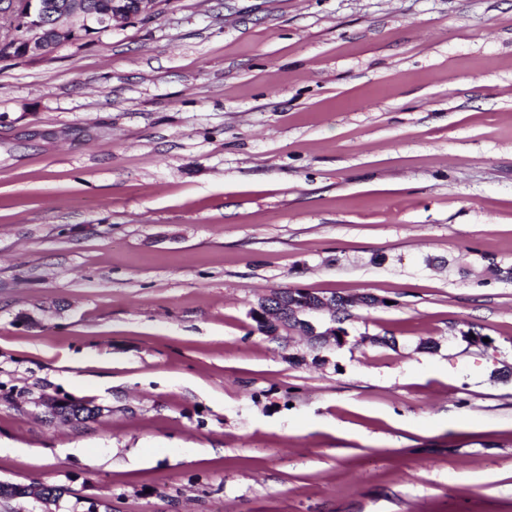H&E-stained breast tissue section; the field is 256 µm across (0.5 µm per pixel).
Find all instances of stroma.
I'll return each instance as SVG.
<instances>
[{
  "label": "stroma",
  "mask_w": 512,
  "mask_h": 512,
  "mask_svg": "<svg viewBox=\"0 0 512 512\" xmlns=\"http://www.w3.org/2000/svg\"><path fill=\"white\" fill-rule=\"evenodd\" d=\"M496 265L512 0H170L0 60V481L68 490L0 512H512ZM289 287L396 347L258 332Z\"/></svg>",
  "instance_id": "stroma-1"
}]
</instances>
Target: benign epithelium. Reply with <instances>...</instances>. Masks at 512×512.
I'll return each instance as SVG.
<instances>
[{
    "label": "benign epithelium",
    "mask_w": 512,
    "mask_h": 512,
    "mask_svg": "<svg viewBox=\"0 0 512 512\" xmlns=\"http://www.w3.org/2000/svg\"><path fill=\"white\" fill-rule=\"evenodd\" d=\"M159 0H112L111 10L102 18L92 19L85 0H69L63 8H54L43 0H0V16L9 21V29L20 28L25 55H48L47 33L65 43L87 39V34L99 27L112 29L117 24H128L141 17L158 14ZM278 297L271 292L262 296L253 312L260 315L265 326H274L273 334L288 336H339L342 348L348 343L349 332L336 321L334 301L303 288L292 297L287 315L275 318L273 307Z\"/></svg>",
    "instance_id": "benign-epithelium-1"
}]
</instances>
